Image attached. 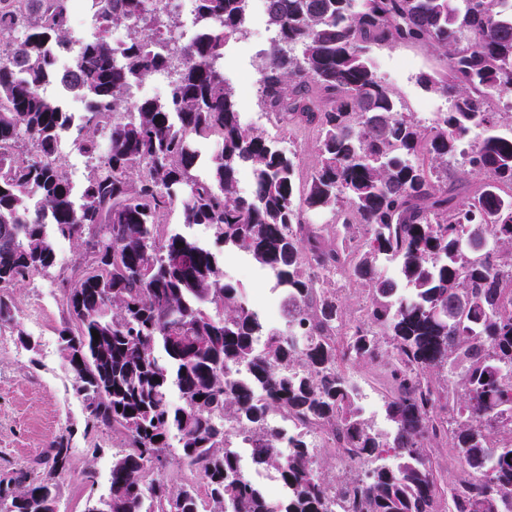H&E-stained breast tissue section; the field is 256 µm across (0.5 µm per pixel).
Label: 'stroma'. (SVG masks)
<instances>
[{
  "instance_id": "stroma-1",
  "label": "stroma",
  "mask_w": 512,
  "mask_h": 512,
  "mask_svg": "<svg viewBox=\"0 0 512 512\" xmlns=\"http://www.w3.org/2000/svg\"><path fill=\"white\" fill-rule=\"evenodd\" d=\"M267 30L266 16L247 20L243 35L230 42L225 51L224 65L229 78L257 82L260 52L268 46ZM370 60L404 112L422 125H431L435 115L421 111V103L438 105L445 98L425 88L419 77L424 73L444 76L446 57L420 44H385L372 48ZM240 101L243 126L275 139L281 148L298 152L302 176L314 172L318 160L314 130L277 123L261 109L256 94L241 95ZM76 257L75 246L64 242L54 268L31 276L12 292L32 347L22 345L10 331L0 332V467L34 465L59 433L72 430L70 469L58 480L57 512H85L89 503L106 497L112 461L122 449L120 436L111 431H86L85 406L74 393L61 354L58 329L62 295L51 283L67 271ZM224 273L248 298L271 291L274 286L267 271L231 247L224 250ZM88 470L93 473L89 480L84 477Z\"/></svg>"
}]
</instances>
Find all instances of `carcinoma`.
Instances as JSON below:
<instances>
[{
	"mask_svg": "<svg viewBox=\"0 0 512 512\" xmlns=\"http://www.w3.org/2000/svg\"><path fill=\"white\" fill-rule=\"evenodd\" d=\"M267 2L259 104L317 133L318 167L300 195L297 154L241 125L224 79L245 0H193L187 44L165 0H83L97 33L64 75L51 48L70 43L72 0H0V332L31 345L10 292L55 265L50 224L78 249L59 282L58 335L86 430L124 441L104 512H202L204 500L207 512H332L336 495L350 512H435L445 492L449 512H512V132L488 107L512 96V10L505 0ZM407 43L448 59V79L420 76L451 101L428 127L368 59L374 45ZM155 75L167 95L132 99V82ZM55 82L87 98L74 145L93 164L78 200L56 159L74 115L47 92ZM477 129L462 165L481 180L462 198L438 171ZM211 136L222 148L201 170L195 144ZM175 210L272 274L287 330L266 329L224 279L220 253L165 228ZM308 212L331 213L334 236ZM340 271L371 292L360 319L330 287ZM364 362L386 367V439L345 375ZM172 384L180 406L167 400ZM274 414L295 424L286 456ZM235 426L252 434L254 467L288 488L278 502L241 475ZM315 429L368 479L329 475ZM173 436L196 482L146 481L168 466ZM70 438L59 434L35 467L0 470V512H53ZM445 443L461 465L447 489L432 460Z\"/></svg>",
	"mask_w": 512,
	"mask_h": 512,
	"instance_id": "cac0c4a2",
	"label": "carcinoma"
}]
</instances>
